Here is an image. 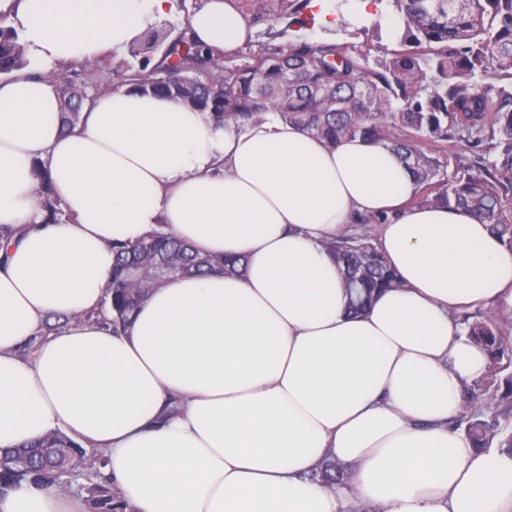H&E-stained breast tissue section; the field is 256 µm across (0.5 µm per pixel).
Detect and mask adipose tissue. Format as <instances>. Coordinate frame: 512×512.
<instances>
[{
	"label": "adipose tissue",
	"mask_w": 512,
	"mask_h": 512,
	"mask_svg": "<svg viewBox=\"0 0 512 512\" xmlns=\"http://www.w3.org/2000/svg\"><path fill=\"white\" fill-rule=\"evenodd\" d=\"M172 0H0L34 62L125 50ZM195 38L239 54L236 0H201ZM50 81L0 79V449L60 431L104 452L133 512H512V453L472 448L453 421L486 371L455 314L512 315V251L464 211L413 204L385 145L335 146L271 118L240 129L169 96L119 90L61 134ZM45 168L70 210L42 223ZM400 280L358 317L323 247L355 215ZM168 232L242 277L176 278L126 330L98 310L112 248ZM66 327L43 335L46 317ZM33 350H26L27 342ZM327 458L350 487L312 474ZM0 512H84L23 483Z\"/></svg>",
	"instance_id": "obj_1"
}]
</instances>
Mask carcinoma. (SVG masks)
Instances as JSON below:
<instances>
[{"instance_id": "carcinoma-1", "label": "carcinoma", "mask_w": 512, "mask_h": 512, "mask_svg": "<svg viewBox=\"0 0 512 512\" xmlns=\"http://www.w3.org/2000/svg\"><path fill=\"white\" fill-rule=\"evenodd\" d=\"M400 19L389 35L395 47L360 43L290 41L266 45L243 65L224 64V56L202 52L187 36L188 28L169 38L164 28L150 27L129 45L139 58L133 73L117 72L116 84L142 93L174 96L209 112L221 126H240L272 112L302 127L329 145L349 137L385 141L416 179L421 202L464 208L477 214L501 243L512 250V0H391ZM307 7V0H278L267 20L274 24ZM30 64L18 31L0 16V75ZM489 76L507 85L480 84ZM61 102V131L80 120L92 99L85 85L56 84ZM435 144L434 154L418 142ZM484 147L479 164L449 175L448 159L461 143ZM36 194L43 223L62 215L47 174L37 173ZM341 268L352 295L350 309L359 314L373 297L399 286L370 232L325 243ZM115 261L106 285L108 317L96 315L112 331L125 329L152 288L145 273L161 260L172 262L176 277L220 271L242 275L239 257H201L171 234H152L133 245L112 247ZM468 340L486 353V375L473 383L487 391L484 408H468L455 421L473 448L497 447L512 452V376L499 374L512 365V338L498 318L462 319ZM76 456L92 461L87 469V512H126L101 469L104 455L87 453L65 435L0 451V492L22 481L54 488L55 475ZM346 466L331 460L313 473L330 484L345 482Z\"/></svg>"}]
</instances>
